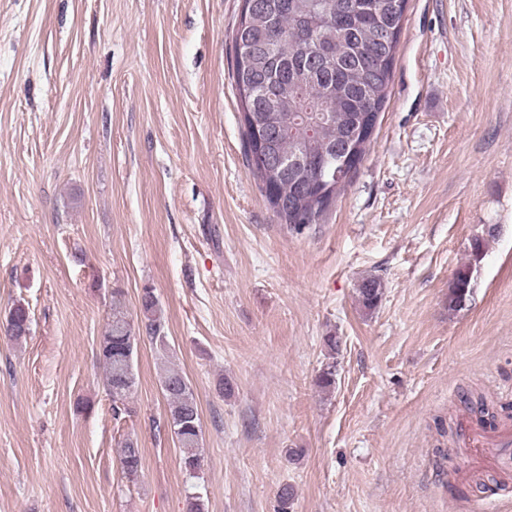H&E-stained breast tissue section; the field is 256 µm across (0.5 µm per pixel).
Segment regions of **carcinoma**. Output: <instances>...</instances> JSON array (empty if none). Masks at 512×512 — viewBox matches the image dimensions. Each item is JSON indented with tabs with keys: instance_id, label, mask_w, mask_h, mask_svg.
Here are the masks:
<instances>
[{
	"instance_id": "cac0c4a2",
	"label": "carcinoma",
	"mask_w": 512,
	"mask_h": 512,
	"mask_svg": "<svg viewBox=\"0 0 512 512\" xmlns=\"http://www.w3.org/2000/svg\"><path fill=\"white\" fill-rule=\"evenodd\" d=\"M232 34V48L249 49L241 63L233 55L232 80L242 111L247 165L280 223L297 233L319 224L336 196L351 182L369 151V120L381 115L392 78L408 0H257ZM334 48L330 55L325 46ZM472 264L459 268L448 295L457 311L472 293ZM380 279L358 286V302L378 307ZM142 330L129 317L128 300L112 289L109 318L99 344L103 387L119 419L131 413L137 385L134 357L141 335L160 360L169 349L165 320L155 293L142 289ZM29 308L13 304L6 321L10 339L27 338ZM160 386L168 402L165 425L192 475L201 467L202 425L194 389L173 366L163 365ZM122 474L138 481L142 451L127 438L120 453Z\"/></svg>"
}]
</instances>
